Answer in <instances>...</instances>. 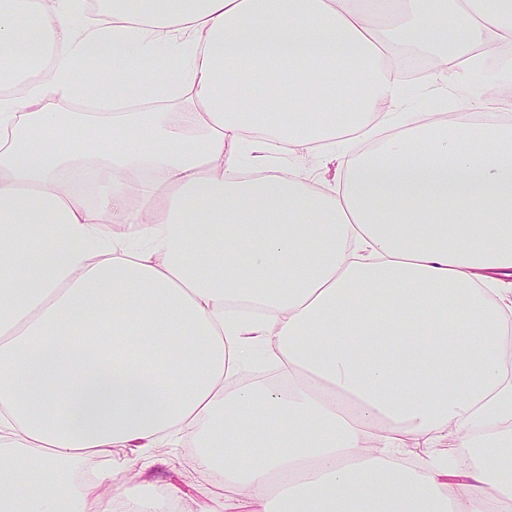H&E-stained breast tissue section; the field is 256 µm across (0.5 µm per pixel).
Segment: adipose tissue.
<instances>
[{
    "mask_svg": "<svg viewBox=\"0 0 512 512\" xmlns=\"http://www.w3.org/2000/svg\"><path fill=\"white\" fill-rule=\"evenodd\" d=\"M424 15L432 82L457 60L483 121L405 111L391 45ZM491 60L511 85L512 0H0V512H168L67 476L179 442L221 482L200 512H498L511 445L433 452L512 421ZM298 151L336 182L269 167ZM258 364L278 382L238 383Z\"/></svg>",
    "mask_w": 512,
    "mask_h": 512,
    "instance_id": "adipose-tissue-1",
    "label": "adipose tissue"
}]
</instances>
